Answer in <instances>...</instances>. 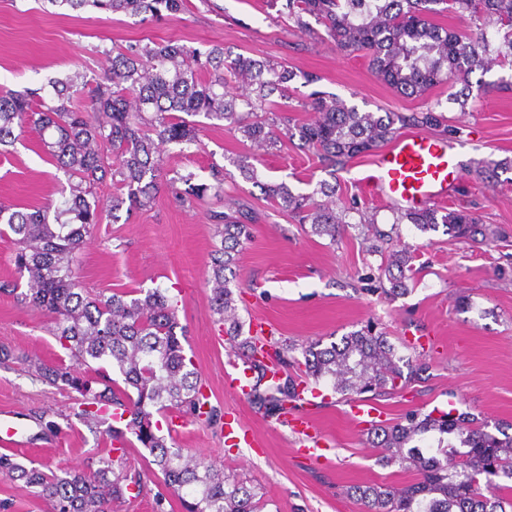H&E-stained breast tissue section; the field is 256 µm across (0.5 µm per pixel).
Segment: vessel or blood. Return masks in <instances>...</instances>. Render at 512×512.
Instances as JSON below:
<instances>
[{
    "mask_svg": "<svg viewBox=\"0 0 512 512\" xmlns=\"http://www.w3.org/2000/svg\"><path fill=\"white\" fill-rule=\"evenodd\" d=\"M455 147L423 132L398 137L381 150L362 177L363 185L409 209L453 200L456 189ZM308 452L319 449L324 431L311 418L288 421Z\"/></svg>",
    "mask_w": 512,
    "mask_h": 512,
    "instance_id": "vessel-or-blood-1",
    "label": "vessel or blood"
}]
</instances>
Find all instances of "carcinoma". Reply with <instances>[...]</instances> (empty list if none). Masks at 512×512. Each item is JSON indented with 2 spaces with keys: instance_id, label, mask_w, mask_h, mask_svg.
Segmentation results:
<instances>
[{
  "instance_id": "1",
  "label": "carcinoma",
  "mask_w": 512,
  "mask_h": 512,
  "mask_svg": "<svg viewBox=\"0 0 512 512\" xmlns=\"http://www.w3.org/2000/svg\"><path fill=\"white\" fill-rule=\"evenodd\" d=\"M53 7L88 8L154 21L184 10L185 0H45ZM288 17L302 30L313 16L342 52L369 59L372 73L398 93L427 98L442 83L470 86L472 74H486L493 63L512 71V0H286ZM455 14L464 32L435 25L430 16ZM109 66L90 83L76 73L51 79L39 89L0 87V146H11L28 130L39 135L41 151L66 177L62 198L30 208L0 203V224L14 235V279L0 292L51 316L53 336L71 365L35 361L38 380L71 394L70 416L106 438V454L87 473L25 467L0 454V476L21 481L50 512H108L119 500L147 493V483L126 468L128 449H149L166 488L185 512H263L266 501L240 477L176 445L175 419L221 423L193 360L186 356L179 328L177 297L167 288L118 291L110 295L82 288L74 277L77 254L103 213L119 218L145 209L164 188L182 205L208 198L224 209L208 211L221 237L206 284L214 323L230 350L251 372L248 399L268 416L298 409L300 385L326 380L342 394H393L398 381L428 364L396 356L378 324L369 321L323 347L297 346L263 335H244L230 284L237 278V255L251 240L258 214L224 196V166L209 167V180L167 177L164 151L202 148L201 116L212 126L241 135L249 152L231 164L241 177L260 186L266 198L290 211L297 223L331 241L341 234L354 207L336 210V186L324 181L310 193H296L284 182H262L255 161L261 153L297 141L325 167H343L369 155L410 126L438 129L448 138L459 128L448 124L441 101L420 112H361L334 94L313 93L314 116L299 121L279 108L290 98L291 83L318 77L269 60L235 54L219 44L189 49L176 41L129 44L104 49ZM238 90L226 91V74ZM277 99H272V96ZM512 170V160L486 158L473 169L484 183ZM112 182L105 206L97 187ZM188 183L185 190L177 180ZM399 220L421 232L443 225L455 238L485 242L497 238L466 208L426 207ZM413 251L395 244L385 269L388 297L407 293L406 272ZM117 372L114 379L108 370ZM375 447L386 462L416 472L401 487L354 488L365 512H512V424L477 421L465 413H411L392 425H375ZM433 433L435 448L421 445Z\"/></svg>"
}]
</instances>
